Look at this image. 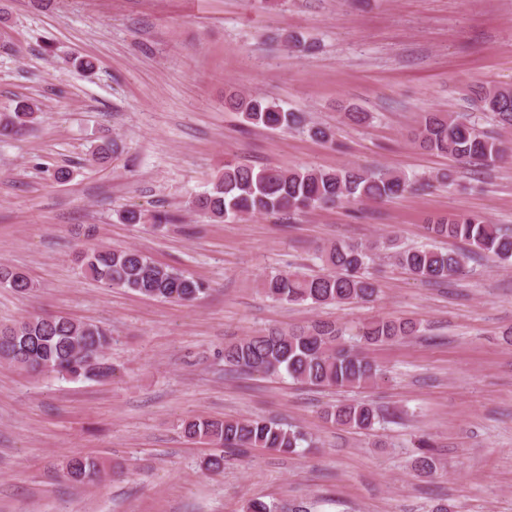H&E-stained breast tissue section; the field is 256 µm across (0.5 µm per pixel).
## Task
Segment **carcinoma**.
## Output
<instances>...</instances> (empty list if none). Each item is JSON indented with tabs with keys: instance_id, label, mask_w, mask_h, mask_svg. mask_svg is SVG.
<instances>
[{
	"instance_id": "1",
	"label": "carcinoma",
	"mask_w": 512,
	"mask_h": 512,
	"mask_svg": "<svg viewBox=\"0 0 512 512\" xmlns=\"http://www.w3.org/2000/svg\"><path fill=\"white\" fill-rule=\"evenodd\" d=\"M473 107L493 116L502 128H512V86L482 84L471 90ZM225 108L240 114L243 122L273 130L307 128L321 141L332 140L331 129L306 126L303 117L289 112L259 95L233 92ZM39 108L28 102L0 118V136L10 138L35 125ZM414 141L425 150L445 154L465 164L493 165L512 148L495 136L477 130L452 112H424ZM118 144L103 139L91 152V161L106 162L114 157ZM411 188L410 180L392 169L376 172L343 167L334 170L304 168L284 170L267 166L258 170L228 161L211 189L193 201V208L215 221L248 215L305 212L336 203L381 202L400 196ZM435 239L463 241L464 252H449L436 246L399 249L388 240L396 264L414 277L443 284L463 278L474 256L495 262L512 261V234L491 224L481 214L461 213L436 219L427 225ZM372 246L336 242L323 250L328 271L313 276L277 273L260 283L263 293L278 302L312 307L364 304L377 293L365 272ZM84 272L109 288H123L141 296L172 302L191 303L208 291L207 285L175 268L152 260L132 247L95 246L79 256ZM0 285L27 295L35 284L24 273L0 266ZM419 332L411 320L371 318L357 328L364 346H377L414 336ZM342 327L314 322L286 331L268 330L224 347V365L233 372L287 375L301 383L319 387H354L380 378L379 369L357 347L346 344ZM113 341L112 330L100 323L78 322L68 316H36L0 327V360L33 374L53 373L70 378L107 380L115 368L105 357ZM323 418L351 430L367 431L379 421L377 410L365 402L343 403L323 410ZM183 433L192 442L217 445L244 455L262 448L288 455L299 448H313L311 435L297 426H285L260 417L239 419H192L183 423ZM415 471L431 475L436 469L434 444L427 435L417 440ZM99 463L72 456L65 462L63 477L82 483L98 476ZM247 512H310L304 503L284 504L254 499Z\"/></svg>"
}]
</instances>
